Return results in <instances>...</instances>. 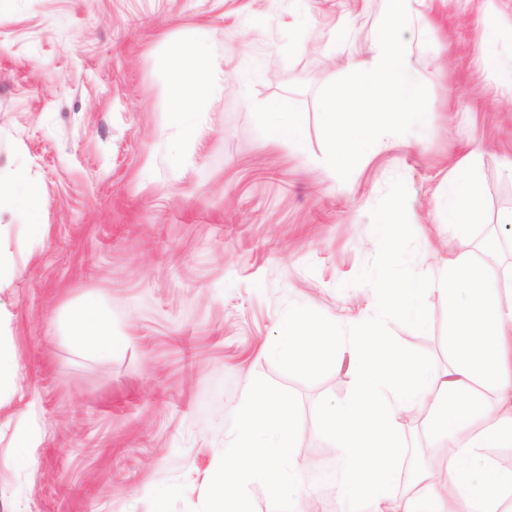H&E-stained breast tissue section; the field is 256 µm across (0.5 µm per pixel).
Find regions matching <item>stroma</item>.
Listing matches in <instances>:
<instances>
[{"mask_svg": "<svg viewBox=\"0 0 512 512\" xmlns=\"http://www.w3.org/2000/svg\"><path fill=\"white\" fill-rule=\"evenodd\" d=\"M380 0H0V177L25 169L45 197L43 239L0 212V253L20 273L0 288L23 396L0 416V512H209L208 479L240 430L243 397L291 403L302 448H332L324 410L350 396L334 364L279 358L280 326L313 311L348 333L374 311L381 238L399 203L394 281L448 257L440 189L470 159L485 185L469 242L502 248L512 272V89L487 72V25L512 28V0H424L406 31L429 92L422 129L381 138L348 181L325 164L317 94L366 56ZM204 43L215 78L171 124L156 61L169 42ZM307 118L300 143L269 139L266 107ZM191 154L176 161L185 130ZM89 298L121 347L100 357L72 339ZM427 329L379 314L421 370L448 365V298L425 300ZM36 429L35 461L15 440ZM299 467L249 512H297L315 494Z\"/></svg>", "mask_w": 512, "mask_h": 512, "instance_id": "stroma-1", "label": "stroma"}]
</instances>
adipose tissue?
<instances>
[{"label":"adipose tissue","mask_w":512,"mask_h":512,"mask_svg":"<svg viewBox=\"0 0 512 512\" xmlns=\"http://www.w3.org/2000/svg\"><path fill=\"white\" fill-rule=\"evenodd\" d=\"M169 79L166 94L174 102L170 121L183 122L187 100L203 96L214 72L203 43L171 42L158 60ZM24 170L0 181V207L21 211L30 235L43 237L45 202L25 184ZM484 184L470 162L450 173L440 199L447 224L459 242H467L481 215ZM447 294L451 307L447 369L425 375L410 357L389 348L372 314L357 319L347 335L312 326L302 312L283 323L284 363L306 368L333 362L348 377L349 399L323 412L320 425L342 453L338 500L348 512H504L512 497V474L499 473L484 454L488 448L512 447V277L491 279L467 251L452 250L440 272L424 269L405 283L391 285L381 299L416 327L427 325L424 294ZM79 344L107 357L116 349L112 318L99 302L87 300L75 313ZM421 403L429 419L448 440L450 453L441 473L422 470L402 495L394 489L402 478L407 405ZM240 432L224 450V465L210 482V512H247L239 486L259 480L279 492L287 468L298 465L292 405L268 394H248L240 407Z\"/></svg>","instance_id":"obj_1"}]
</instances>
